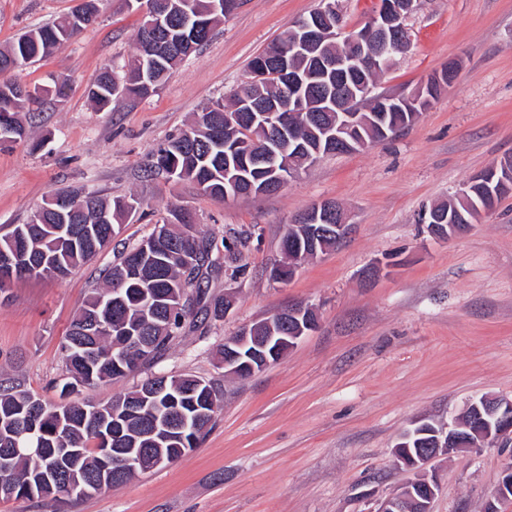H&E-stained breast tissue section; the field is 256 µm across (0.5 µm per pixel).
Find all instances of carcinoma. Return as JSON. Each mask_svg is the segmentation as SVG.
Masks as SVG:
<instances>
[{"instance_id":"obj_1","label":"carcinoma","mask_w":512,"mask_h":512,"mask_svg":"<svg viewBox=\"0 0 512 512\" xmlns=\"http://www.w3.org/2000/svg\"><path fill=\"white\" fill-rule=\"evenodd\" d=\"M215 0H150L148 11L161 16L168 34L150 37L143 17L137 31V53L130 60L129 74L118 84L110 70L101 73L89 90V97L101 109L109 107L114 97H144L155 91L170 70L191 56L208 41L214 27L225 16L213 9ZM77 33L70 16L22 34L11 46L0 50V72L14 63L24 66L53 55ZM21 85L11 77H0V114L15 116ZM311 108L293 121V128L263 126L262 121L224 120V104L215 103L199 113L192 127L171 139L156 153L152 164L161 172L165 163L176 168L174 177L193 183L200 192L217 200L225 191L248 184L261 186L278 171L300 169L310 163L316 148V134L331 127L336 113L326 111L322 94L308 91ZM245 108L258 114L276 105H285L282 83L278 78L254 86L246 92ZM310 145L306 152H296L295 141ZM55 193L35 209L29 222L15 225L0 236V249L16 251L24 259L18 279H64L112 243L120 224L128 217L129 205H141L132 195L101 197L93 193L80 198L69 196L70 207L82 226L63 228L71 218L60 212ZM171 219L159 226L163 237L150 234L146 241H157L160 261L144 269L137 281L124 278V265L132 254L126 251L103 276V285L92 289L72 320L62 344L66 371L60 379V393L70 386L93 390L113 379L136 372L159 360L172 340L180 337L186 324L194 322L198 312L219 320L224 317V298L210 297L200 280L202 269L212 265L213 251L222 248L234 258L237 238L221 240L206 237L194 227ZM121 289L129 323L140 328L138 340L151 344L143 354L125 336L112 332V320H104L90 336L82 335L96 308ZM285 328L276 321L256 326L257 341L277 346ZM200 378L184 374L167 380L165 391L154 398L156 405L168 409V402L192 415L185 440H173L158 446L148 437V421L128 409L141 401L147 379L137 389L107 402L92 399L47 403L19 383L0 386V461L10 458V472L0 482V496L43 501L42 486L47 476H57L61 483L76 478L90 482L98 475L102 449H143L161 455L172 463L197 447L219 407V393L210 383L190 393Z\"/></svg>"}]
</instances>
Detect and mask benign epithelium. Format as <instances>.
Wrapping results in <instances>:
<instances>
[{"label":"benign epithelium","mask_w":512,"mask_h":512,"mask_svg":"<svg viewBox=\"0 0 512 512\" xmlns=\"http://www.w3.org/2000/svg\"><path fill=\"white\" fill-rule=\"evenodd\" d=\"M413 8V0H384L380 8L371 14L361 28L345 32L342 25V17L338 9L337 0H322L319 8L323 20L336 18V32L328 34L320 26L319 21L302 19L297 23L299 31L295 40L278 44L271 54V63L267 66L251 72L250 82H256L267 76V67L276 69L288 85V117L292 118L305 108V89L308 73L293 67V61L303 55H308L311 70L323 79L338 76L345 70L353 68L360 73H379L386 68L388 60L403 53L408 48L404 22ZM336 39L338 51L333 56H327L320 51L321 43L326 36ZM362 94L355 90H343L331 98L330 104L336 107V129L324 131L327 143L336 141L347 142V136L366 126V119L362 113L353 108L356 97L367 99L378 105V111L387 112L404 109L410 117L416 116V108L421 106L423 99L419 92L398 95H375L374 84L363 82L360 85ZM306 222L310 242L305 251H299L292 257L290 268H295L298 263L318 254L317 237L326 230L336 231V237L346 234L347 224L343 209L333 201H323L297 216L295 222ZM423 223L430 225L432 233L446 237L464 228L462 224H456L453 219H448V225L436 223L433 215L423 213ZM18 265L13 256L3 253L0 255V279L10 281L15 278ZM279 317L292 321V327L288 338L279 340L278 345L293 346L304 334L314 330L318 324V317L312 306L307 304H291L276 312ZM250 345V329L243 330L230 342V348L224 353V370L228 374L238 375L248 371L256 372L271 363V358L277 357L278 349L266 352V347L261 351L252 350L248 359L238 350H243ZM472 412L471 423L462 426L460 424H439L430 432L433 436L432 447L418 451V457H406L395 454L397 461L411 474V477L395 493L384 499L375 512H407V505H414V512H431V505L436 498L439 485L434 478L428 476L425 466L437 456L443 453L464 452L485 444H494L501 439L512 436V400H486L483 399L469 406ZM121 456L124 459V471L134 474L146 472L162 463V458L152 459L150 466H145L143 458L139 454H128L123 448H105L99 459L98 481L92 486L79 483L67 486L70 493H88L91 488L100 489L106 484L116 480L120 472L112 469V457ZM512 498V463L508 462L501 471V478L497 491V502Z\"/></svg>","instance_id":"1"}]
</instances>
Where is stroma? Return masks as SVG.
<instances>
[{"label": "stroma", "mask_w": 512, "mask_h": 512, "mask_svg": "<svg viewBox=\"0 0 512 512\" xmlns=\"http://www.w3.org/2000/svg\"><path fill=\"white\" fill-rule=\"evenodd\" d=\"M80 0H0V49ZM320 0H243L200 51L155 92L97 109L104 68L123 80L138 12L100 0L98 21L51 57L13 74L49 96L19 118L30 140L0 146V229L24 224L53 192L134 194L141 208L110 248L62 280L0 292V379L59 401L60 345L90 289L123 248L172 208L198 231L245 238L235 262L204 272L212 296L235 293L222 320L187 327L153 367L91 391L105 402L152 373L192 374L220 395L211 431L191 452L127 483L62 504L0 498V512H376L405 482L394 448L421 420L448 421L484 396L512 399V192L468 229L435 236L418 221L491 164L512 159V0H416L408 51L377 83L407 92L456 61L455 82L413 124L358 152L300 169L277 193L218 201L150 169L158 149L202 108L229 103L248 64ZM334 200L349 234L292 279L281 240L294 218ZM304 301L317 329L260 372L225 374V337ZM512 442L435 459L432 512H484Z\"/></svg>", "instance_id": "stroma-1"}]
</instances>
